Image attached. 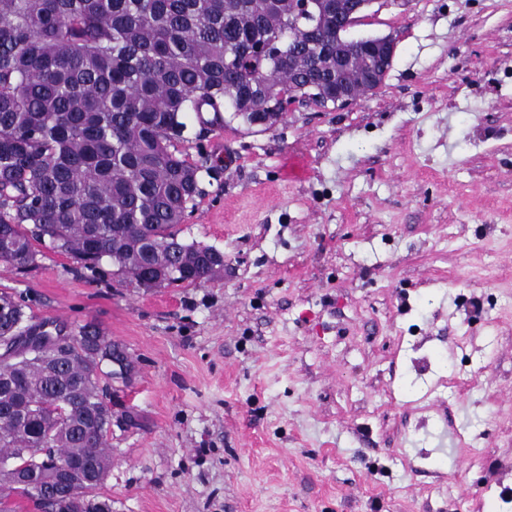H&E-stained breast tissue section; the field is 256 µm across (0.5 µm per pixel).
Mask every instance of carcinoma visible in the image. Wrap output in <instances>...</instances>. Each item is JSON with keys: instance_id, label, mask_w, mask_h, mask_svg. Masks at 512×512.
<instances>
[{"instance_id": "cac0c4a2", "label": "carcinoma", "mask_w": 512, "mask_h": 512, "mask_svg": "<svg viewBox=\"0 0 512 512\" xmlns=\"http://www.w3.org/2000/svg\"><path fill=\"white\" fill-rule=\"evenodd\" d=\"M308 43L288 0H0V267L48 243L84 268L103 260L141 284L189 285L224 270L221 251L179 238L198 166L170 150L190 113L210 126L310 100L332 103L336 39ZM267 50L257 52L255 45ZM210 112L205 120L202 113ZM0 512H112L102 378L132 366L95 323L36 319L0 291ZM74 462L66 480L57 465Z\"/></svg>"}]
</instances>
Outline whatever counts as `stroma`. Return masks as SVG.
Returning <instances> with one entry per match:
<instances>
[{
  "label": "stroma",
  "mask_w": 512,
  "mask_h": 512,
  "mask_svg": "<svg viewBox=\"0 0 512 512\" xmlns=\"http://www.w3.org/2000/svg\"><path fill=\"white\" fill-rule=\"evenodd\" d=\"M384 82L272 129L188 115L201 284L39 246L0 289L93 321L112 512H512V0H375Z\"/></svg>",
  "instance_id": "obj_1"
}]
</instances>
